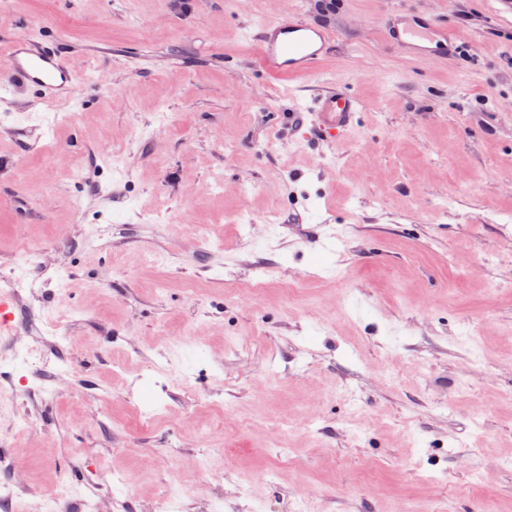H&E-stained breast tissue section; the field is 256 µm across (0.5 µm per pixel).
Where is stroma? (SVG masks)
<instances>
[{
    "label": "stroma",
    "instance_id": "stroma-1",
    "mask_svg": "<svg viewBox=\"0 0 512 512\" xmlns=\"http://www.w3.org/2000/svg\"><path fill=\"white\" fill-rule=\"evenodd\" d=\"M255 8L0 0V46L38 30L87 79L49 115L0 103V277L20 245L43 255L0 335L12 512L61 479L99 512H159L175 477L184 512H512V27L491 0ZM293 9L336 46L272 81L248 33ZM398 9L438 11L463 55L401 53ZM322 78L361 103L333 146L290 134ZM262 271L259 295L228 291ZM56 333L67 371L13 385Z\"/></svg>",
    "mask_w": 512,
    "mask_h": 512
}]
</instances>
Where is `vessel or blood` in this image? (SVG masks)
Wrapping results in <instances>:
<instances>
[{"label":"vessel or blood","instance_id":"1","mask_svg":"<svg viewBox=\"0 0 512 512\" xmlns=\"http://www.w3.org/2000/svg\"><path fill=\"white\" fill-rule=\"evenodd\" d=\"M386 35L405 55L448 57L462 52V45L448 36V27L435 15L402 10L384 21ZM258 48L256 66L266 75H311L329 54L335 38L313 26L300 14L262 22L250 33ZM0 72L10 84L31 90L45 110H52L63 97L73 96L82 86L81 76L57 49L45 45L42 36L28 32L12 38L0 51ZM361 103L353 92L332 87L306 99L307 123L295 126L298 141L336 143L355 127Z\"/></svg>","mask_w":512,"mask_h":512}]
</instances>
